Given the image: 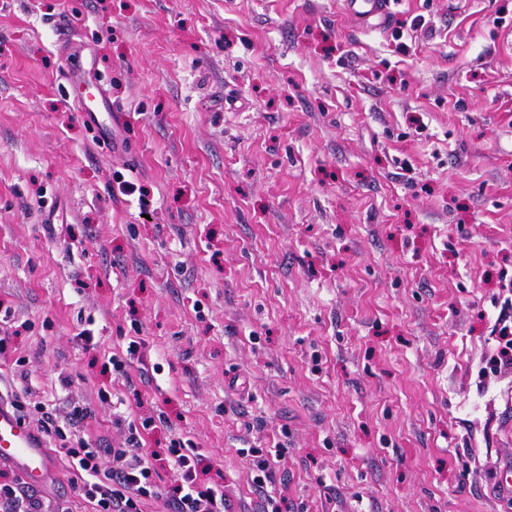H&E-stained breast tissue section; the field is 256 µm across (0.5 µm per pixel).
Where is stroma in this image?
Segmentation results:
<instances>
[{
  "mask_svg": "<svg viewBox=\"0 0 512 512\" xmlns=\"http://www.w3.org/2000/svg\"><path fill=\"white\" fill-rule=\"evenodd\" d=\"M390 11L0 0V394L103 448L152 419L231 512H512V0ZM278 444L259 492L240 451ZM58 466L43 512H92ZM349 10L367 27H383L390 16V0H347ZM497 346L492 355L486 359L483 370L493 374L512 371V321L501 319L496 327Z\"/></svg>",
  "mask_w": 512,
  "mask_h": 512,
  "instance_id": "stroma-1",
  "label": "stroma"
}]
</instances>
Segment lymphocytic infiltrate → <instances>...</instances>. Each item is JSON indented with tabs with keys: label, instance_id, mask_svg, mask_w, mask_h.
<instances>
[{
	"label": "lymphocytic infiltrate",
	"instance_id": "lymphocytic-infiltrate-1",
	"mask_svg": "<svg viewBox=\"0 0 512 512\" xmlns=\"http://www.w3.org/2000/svg\"><path fill=\"white\" fill-rule=\"evenodd\" d=\"M41 432L54 440L74 474L79 495L94 512H143L147 502L161 503L165 512H226L223 485L211 481L193 449L171 441L167 454L179 472L167 490L156 483V452L144 449L140 437L128 436L122 446L93 448L71 445L46 406H38Z\"/></svg>",
	"mask_w": 512,
	"mask_h": 512
}]
</instances>
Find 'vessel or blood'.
I'll use <instances>...</instances> for the list:
<instances>
[{
	"label": "vessel or blood",
	"mask_w": 512,
	"mask_h": 512,
	"mask_svg": "<svg viewBox=\"0 0 512 512\" xmlns=\"http://www.w3.org/2000/svg\"><path fill=\"white\" fill-rule=\"evenodd\" d=\"M349 10L367 27H383L390 0H347ZM0 463L13 466L25 482L40 487L57 473L55 459L34 427L0 398Z\"/></svg>",
	"instance_id": "1"
}]
</instances>
